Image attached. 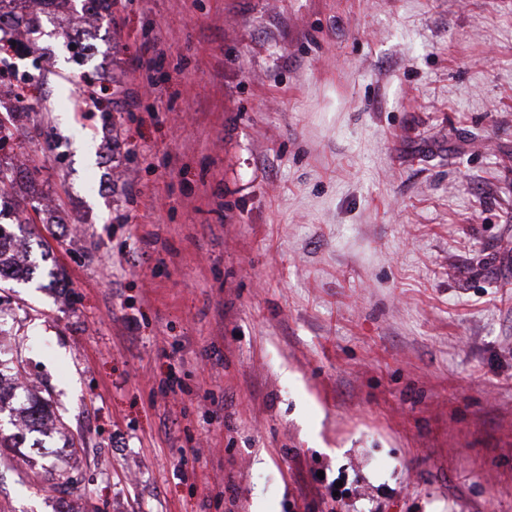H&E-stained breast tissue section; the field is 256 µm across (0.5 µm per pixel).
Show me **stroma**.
Returning <instances> with one entry per match:
<instances>
[{"label":"stroma","instance_id":"stroma-1","mask_svg":"<svg viewBox=\"0 0 512 512\" xmlns=\"http://www.w3.org/2000/svg\"><path fill=\"white\" fill-rule=\"evenodd\" d=\"M31 17L0 360L77 447L0 512H512V0Z\"/></svg>","mask_w":512,"mask_h":512}]
</instances>
